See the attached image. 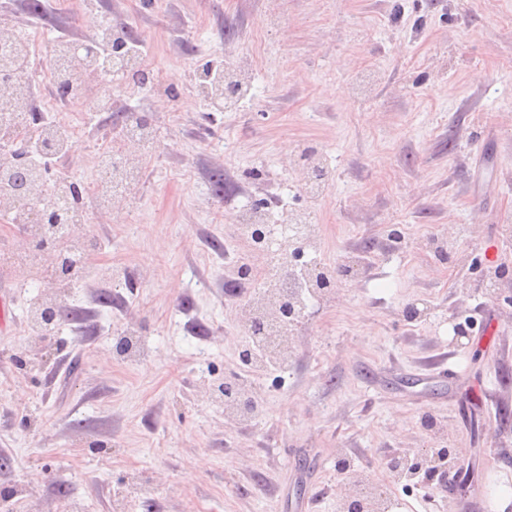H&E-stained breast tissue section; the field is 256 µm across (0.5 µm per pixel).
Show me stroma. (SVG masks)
Wrapping results in <instances>:
<instances>
[{
	"label": "stroma",
	"instance_id": "stroma-1",
	"mask_svg": "<svg viewBox=\"0 0 512 512\" xmlns=\"http://www.w3.org/2000/svg\"><path fill=\"white\" fill-rule=\"evenodd\" d=\"M91 12L148 32L140 64L180 96L112 79L114 104L146 117L161 149L127 208L86 204L95 246L82 280L55 290L79 322L39 340L31 310L50 288L16 287V328L0 335L9 512H299L304 499L336 512L341 457L392 512H512V422L498 419L512 413V289L492 282L512 263V0H57L46 39L90 45L77 20ZM209 59L251 74L221 112L199 76ZM53 117L81 125L67 171L98 176L109 113ZM307 148L331 172L315 201L298 167ZM282 199L319 225L316 262L353 271L307 300L287 368L253 372L224 258L266 270L234 216ZM410 303L425 317L405 319ZM126 325L134 360L114 350ZM442 355L458 370L449 387L431 376ZM233 373L255 418H225L205 391ZM442 447L470 470L467 498L383 467Z\"/></svg>",
	"mask_w": 512,
	"mask_h": 512
}]
</instances>
